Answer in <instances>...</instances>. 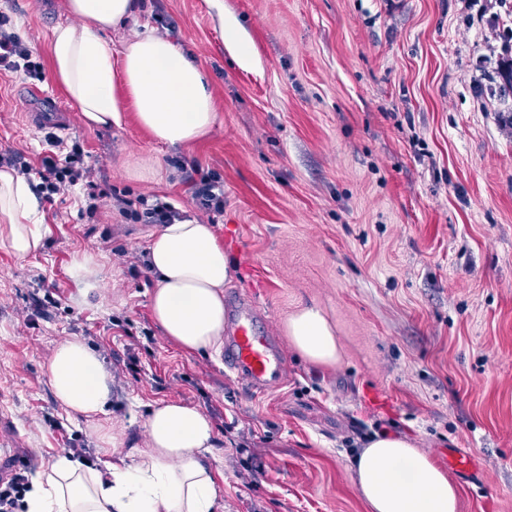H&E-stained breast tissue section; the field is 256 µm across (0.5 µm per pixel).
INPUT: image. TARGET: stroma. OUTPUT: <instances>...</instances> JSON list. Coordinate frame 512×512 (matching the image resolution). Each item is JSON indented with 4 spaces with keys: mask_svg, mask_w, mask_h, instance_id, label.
<instances>
[{
    "mask_svg": "<svg viewBox=\"0 0 512 512\" xmlns=\"http://www.w3.org/2000/svg\"><path fill=\"white\" fill-rule=\"evenodd\" d=\"M65 2L0 0L41 64L35 76L0 69V157L31 165L39 184L50 127L29 115L56 107L69 117L65 143L92 168L91 184L42 201L40 253L0 247V448L30 449L34 474L70 448L99 455L47 381L55 346L78 337L112 372L108 417L127 444H144L147 411L163 400L211 417L223 512H368L349 459L382 431L443 469L448 450L468 457L474 478L449 476L458 512H512V0H137L105 35L113 54L147 27L172 35L221 117L177 148L131 108L122 126L83 125L47 52ZM224 19L242 27L250 68L224 50ZM179 160L219 175L223 212L196 208ZM141 162L160 163L159 177L134 179ZM113 194L215 225L233 262L224 295L248 296L268 321L282 386L248 393L220 358L161 336L144 262L151 227L113 209ZM87 253L103 266L83 297L74 267ZM307 305L334 327V367L288 343L285 324Z\"/></svg>",
    "mask_w": 512,
    "mask_h": 512,
    "instance_id": "stroma-1",
    "label": "stroma"
}]
</instances>
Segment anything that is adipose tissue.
<instances>
[{
	"label": "adipose tissue",
	"instance_id": "1",
	"mask_svg": "<svg viewBox=\"0 0 512 512\" xmlns=\"http://www.w3.org/2000/svg\"><path fill=\"white\" fill-rule=\"evenodd\" d=\"M135 9L134 0H66L68 18L53 26L48 43L57 87L88 128L120 124L125 95L141 127L163 144L201 140L218 114L193 58L147 30L113 63L104 34L125 25ZM39 219L31 184L12 169H0V244L20 257L41 252ZM146 262L153 280L151 314L167 341L191 355L220 353L231 266L215 226L196 219L160 225L150 234ZM286 331L309 364L339 363L335 330L319 308L302 307ZM47 379L54 398L92 424L100 448L114 455L96 466L56 456L33 479L26 512H219L209 462L214 426L202 409L159 402L144 422L145 445L126 449L123 430L106 419L112 374L96 351L76 337L58 343ZM352 474L369 512H457L456 487L408 438L374 434L354 458Z\"/></svg>",
	"mask_w": 512,
	"mask_h": 512
}]
</instances>
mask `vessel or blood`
I'll return each mask as SVG.
<instances>
[{"label":"vessel or blood","mask_w":512,"mask_h":512,"mask_svg":"<svg viewBox=\"0 0 512 512\" xmlns=\"http://www.w3.org/2000/svg\"><path fill=\"white\" fill-rule=\"evenodd\" d=\"M223 360L251 393L278 388L285 375L281 349L268 325L250 303L236 296L225 308Z\"/></svg>","instance_id":"b4317fda"}]
</instances>
